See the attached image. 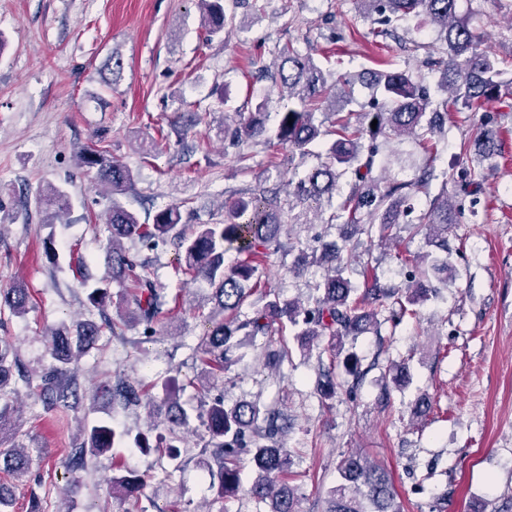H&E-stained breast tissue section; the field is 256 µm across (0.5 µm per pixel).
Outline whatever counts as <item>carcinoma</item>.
I'll return each instance as SVG.
<instances>
[{"instance_id": "cac0c4a2", "label": "carcinoma", "mask_w": 512, "mask_h": 512, "mask_svg": "<svg viewBox=\"0 0 512 512\" xmlns=\"http://www.w3.org/2000/svg\"><path fill=\"white\" fill-rule=\"evenodd\" d=\"M459 0H358L364 16L371 19L375 36L395 35V24L410 17H422L437 31L441 47L421 45L426 50L424 63L441 73L437 88L417 80L407 70L385 63L362 81L368 100L359 101L354 94L355 82L334 78L319 62L288 45L279 53L275 83L280 99L286 102L278 113L272 138L266 142L288 149L313 162L299 169L293 167L288 178V192L279 187L257 186L224 202V221L218 224L182 223L181 206L160 209L150 224L142 223L136 212L126 207L119 196L134 185L135 173L106 148L90 149L82 154L85 167L95 172L96 184L111 190L105 223L109 237L105 263L112 279L135 283L133 305L115 306L116 318L106 320L114 331L120 326L143 327V341L151 342L169 334L174 326L163 309L161 289L148 278L135 273L136 264L124 247L136 240L153 249L173 240L178 261L185 269L208 281L213 290L215 310L206 318L193 351L199 354L198 380L186 385L205 388L231 362L232 353L246 337L262 340L267 347L269 365L277 367L288 359L284 340L272 348L273 336L288 322L295 328L301 349L326 337L332 353L328 369L322 371L317 387L325 399L336 396L342 384L336 380V362L343 360L346 372L360 378L359 360L342 355L346 339L381 326L379 314L387 311L386 321L396 327L417 316L415 306L436 294L424 283L431 272L443 283L448 282L454 264L448 252V225L457 222L465 200L477 202L484 163L497 156L498 139L485 129L474 138L475 153L468 160L466 177L453 195L448 182L440 192L430 196L432 181L439 178L434 165L436 138L445 134L448 110L481 107L497 101L512 87V78H504L501 62L482 44L481 36L468 16L459 13ZM206 36L219 37L230 18L224 13L223 0H197ZM265 102L255 105L249 117L234 130L237 142L267 135ZM376 126H371L372 121ZM406 136L414 140L426 155L416 167L414 177L400 179L391 174L389 156L383 154L380 140ZM429 197L426 209L416 211L414 200ZM43 200L63 212L69 199L61 188L49 185ZM337 202H332V199ZM339 224L346 228L341 243L334 244L329 258L335 262L314 294L304 303L299 299L283 300L279 294H264V304L252 314L240 318V310L253 289L246 284L254 280L275 249L288 224H312L314 220ZM399 224H411L425 231L430 246L437 253L408 254L400 257L412 268L404 288L386 286L376 277L358 286L346 276L348 263L343 254L353 256L351 239L355 235L386 241ZM4 305L10 312L23 315L30 308L29 289L16 286L6 292ZM102 326L89 320L76 326V335L62 324L48 332L49 368L28 371L21 367L18 349L0 339V469L17 481L29 478V452L24 447L4 446L3 433L16 425L13 396L18 383L39 389V398L48 407L59 403L79 404L74 381V366L101 335ZM390 381L397 389L409 382L408 363L392 362L388 366ZM102 394L111 400L155 406L163 417L166 434L158 436L156 451L173 464L166 475L177 471L183 439L180 432L191 428L192 414L175 398L161 402L147 397L143 388L127 379L107 381ZM206 407L200 415L204 427V448L209 450L207 469L217 467L221 495L235 497L244 490L257 501L271 500L270 512H299L298 497L289 485L292 459L279 439L284 434L281 413L257 401H239L224 406V397L201 400ZM116 433L101 422L83 431L79 447L72 450L73 467L81 468L90 455L99 456L115 448ZM338 481L328 491L324 512H403L389 473L360 451L342 455L337 467ZM144 479L135 472L112 476V493L136 496Z\"/></svg>"}]
</instances>
